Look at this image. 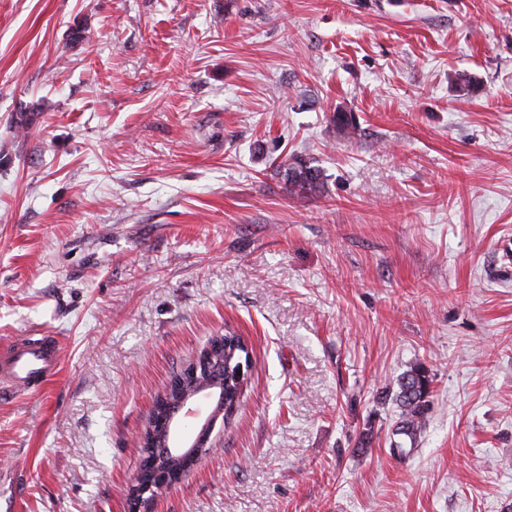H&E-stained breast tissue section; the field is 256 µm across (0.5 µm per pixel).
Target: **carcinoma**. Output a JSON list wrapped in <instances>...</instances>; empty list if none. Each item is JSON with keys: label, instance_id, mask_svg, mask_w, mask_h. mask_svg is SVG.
I'll use <instances>...</instances> for the list:
<instances>
[{"label": "carcinoma", "instance_id": "obj_1", "mask_svg": "<svg viewBox=\"0 0 512 512\" xmlns=\"http://www.w3.org/2000/svg\"><path fill=\"white\" fill-rule=\"evenodd\" d=\"M284 176L290 189L301 193H316L323 187L320 169L295 158L284 164ZM250 359L245 340L230 332L224 333V419H230L240 408L244 385L236 376L240 361ZM399 390L395 403L399 417L394 434L405 436L414 442L423 431L433 397V377L422 365L407 370L398 380Z\"/></svg>", "mask_w": 512, "mask_h": 512}]
</instances>
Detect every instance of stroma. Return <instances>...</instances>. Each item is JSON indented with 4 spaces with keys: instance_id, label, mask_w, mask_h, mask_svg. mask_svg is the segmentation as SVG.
I'll list each match as a JSON object with an SVG mask.
<instances>
[{
    "instance_id": "35a3bbf8",
    "label": "stroma",
    "mask_w": 512,
    "mask_h": 512,
    "mask_svg": "<svg viewBox=\"0 0 512 512\" xmlns=\"http://www.w3.org/2000/svg\"><path fill=\"white\" fill-rule=\"evenodd\" d=\"M228 331L242 405L150 512H512V0H0V347L60 354L0 401L15 512H127ZM284 176L291 190L305 194L319 192L324 184L321 170L298 158L284 164ZM395 403L399 417L394 434L416 441L423 431L433 397V377L423 365H414L398 380Z\"/></svg>"
}]
</instances>
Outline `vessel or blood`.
I'll return each instance as SVG.
<instances>
[{
  "label": "vessel or blood",
  "instance_id": "1",
  "mask_svg": "<svg viewBox=\"0 0 512 512\" xmlns=\"http://www.w3.org/2000/svg\"><path fill=\"white\" fill-rule=\"evenodd\" d=\"M59 368L56 337L23 336L0 348V399L40 389Z\"/></svg>",
  "mask_w": 512,
  "mask_h": 512
}]
</instances>
